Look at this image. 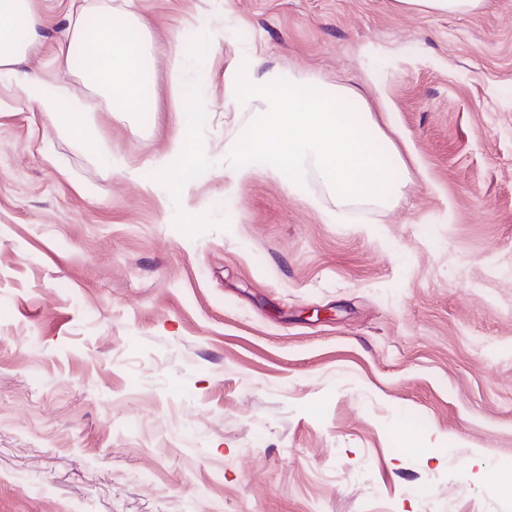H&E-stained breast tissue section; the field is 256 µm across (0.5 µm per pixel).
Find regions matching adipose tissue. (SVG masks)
<instances>
[{
	"mask_svg": "<svg viewBox=\"0 0 512 512\" xmlns=\"http://www.w3.org/2000/svg\"><path fill=\"white\" fill-rule=\"evenodd\" d=\"M95 17L92 25L80 15L70 19L60 48L61 64L99 89L108 112L144 111L153 101L152 53L145 24L133 13L118 14L108 7L96 10ZM42 25L32 0H0V68L18 63L41 47ZM198 123L196 113H186L162 160L164 173L179 171L185 183L197 176L202 165Z\"/></svg>",
	"mask_w": 512,
	"mask_h": 512,
	"instance_id": "1",
	"label": "adipose tissue"
}]
</instances>
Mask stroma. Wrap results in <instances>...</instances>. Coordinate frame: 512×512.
Here are the masks:
<instances>
[{"mask_svg": "<svg viewBox=\"0 0 512 512\" xmlns=\"http://www.w3.org/2000/svg\"><path fill=\"white\" fill-rule=\"evenodd\" d=\"M103 1L33 0L43 47L0 73V512H512V0H107L154 46L119 118L54 60ZM254 62L359 91L391 199L237 180ZM404 9L421 13L467 15L479 12L485 0H396ZM21 90L27 101L35 103L42 112H57L64 98L60 87L38 79H25ZM199 118L197 113L185 112L183 124L178 128L173 138L170 152L163 158L164 175L170 176L172 170L181 174V179L173 182L174 187L193 180L202 165V151L197 137Z\"/></svg>", "mask_w": 512, "mask_h": 512, "instance_id": "stroma-1", "label": "stroma"}]
</instances>
